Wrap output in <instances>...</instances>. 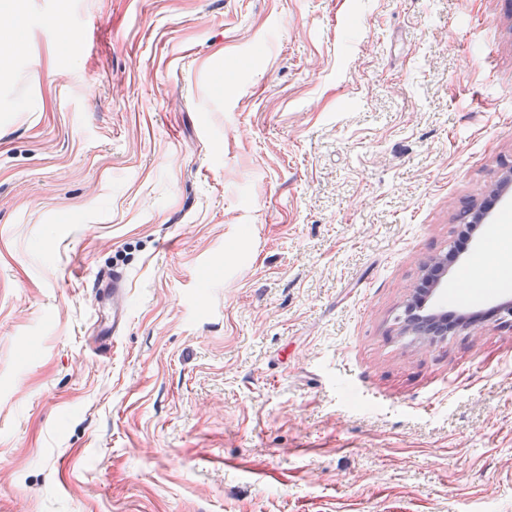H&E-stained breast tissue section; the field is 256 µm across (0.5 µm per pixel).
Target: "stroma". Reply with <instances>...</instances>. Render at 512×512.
Returning <instances> with one entry per match:
<instances>
[{"label":"stroma","instance_id":"1","mask_svg":"<svg viewBox=\"0 0 512 512\" xmlns=\"http://www.w3.org/2000/svg\"><path fill=\"white\" fill-rule=\"evenodd\" d=\"M12 2L0 512H512V0ZM127 275L118 271H112V278L105 283L104 288H112V305L115 306L112 314V331L115 333L117 329L126 320L124 308V295ZM412 321H408L404 332L413 333L416 336H423L426 339H432L435 336L447 335L448 327L447 316L436 312H424L419 308Z\"/></svg>","mask_w":512,"mask_h":512}]
</instances>
